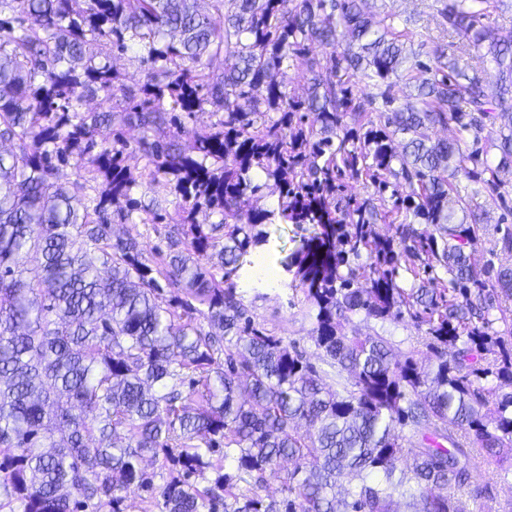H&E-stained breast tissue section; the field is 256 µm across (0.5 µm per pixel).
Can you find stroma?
I'll return each mask as SVG.
<instances>
[{"label": "stroma", "mask_w": 512, "mask_h": 512, "mask_svg": "<svg viewBox=\"0 0 512 512\" xmlns=\"http://www.w3.org/2000/svg\"><path fill=\"white\" fill-rule=\"evenodd\" d=\"M434 3L435 0H374L372 11L381 25L405 33L409 51L429 61L440 49L451 55L457 52V39L440 26ZM110 109L112 121L100 128L97 139L109 147L123 149L126 164L138 180L137 197L145 201L157 198L161 214L159 223L144 224L135 217L115 223L113 230L115 235L140 241L145 256L150 258L156 248L166 247L168 233L174 225L173 217L184 201L173 192L148 185L145 161L132 149L140 133L123 125L121 104H114ZM472 207L482 215L485 229L482 243L472 254L475 265L481 268L488 264L497 267L512 264V254L494 246L499 223L512 227V217L504 218L502 209L484 194L475 197ZM262 230L266 242L247 255L237 281L238 291L265 328L284 338L298 340L307 353H314L315 347L308 337L311 322L304 317L299 304L301 295L285 286L281 265L282 259L299 246L301 238L311 234L312 227L308 224H266Z\"/></svg>", "instance_id": "35a3bbf8"}]
</instances>
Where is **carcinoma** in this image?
Wrapping results in <instances>:
<instances>
[{"mask_svg": "<svg viewBox=\"0 0 512 512\" xmlns=\"http://www.w3.org/2000/svg\"><path fill=\"white\" fill-rule=\"evenodd\" d=\"M283 2L211 0L216 21L197 0H0L14 13L0 18V141L17 145L0 153V512H125L139 492L147 512H468L474 466L512 476V266L479 269L466 252L480 244L470 201L507 204L512 27L490 21L495 0H438L440 24L484 53L432 67L370 0ZM108 46L140 49L138 88L99 60ZM300 56L296 100L285 63ZM354 79L380 92L356 98ZM401 83L413 93L399 106ZM117 89L149 183L186 202L185 240L153 266L136 239H112L110 204L126 200L124 220L150 210L123 151L96 141L112 113L80 110ZM208 110L224 113L209 132L181 121ZM449 126L455 138L433 137ZM71 159L101 179L82 204L56 176ZM202 209L219 221L198 223ZM273 223L316 227L282 266L320 367L257 324L233 280ZM357 314L409 317L421 348L347 331ZM54 420L64 445L48 444ZM147 455L168 471L161 486ZM289 461L277 499L266 474ZM350 475L361 483L345 487Z\"/></svg>", "mask_w": 512, "mask_h": 512, "instance_id": "1", "label": "carcinoma"}]
</instances>
